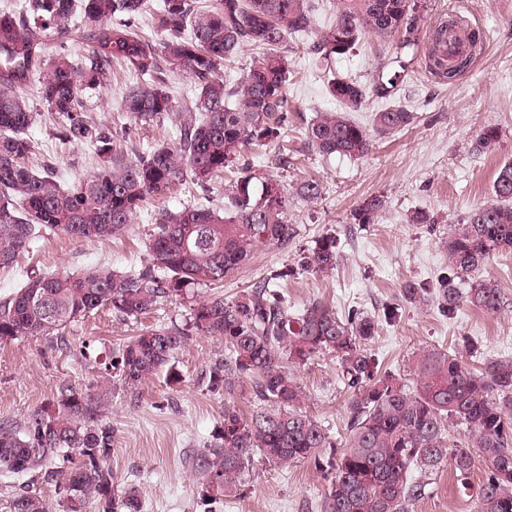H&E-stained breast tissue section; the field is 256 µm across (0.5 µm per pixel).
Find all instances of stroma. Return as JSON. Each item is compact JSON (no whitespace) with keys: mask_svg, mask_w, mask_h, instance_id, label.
Here are the masks:
<instances>
[{"mask_svg":"<svg viewBox=\"0 0 512 512\" xmlns=\"http://www.w3.org/2000/svg\"><path fill=\"white\" fill-rule=\"evenodd\" d=\"M463 17L484 35L481 52L455 82L447 83L428 67L420 47H401L398 39L368 36L354 50L332 62L318 59L308 39L289 40L290 74L287 85L288 126L283 147L287 166L275 163L277 147L253 146L244 158L264 175L277 179L288 193V221L295 237L285 247L262 246L246 266L223 284L200 287L199 298L234 300L255 282L277 275L276 287L291 308L319 300L339 316L355 313L379 319L369 343L384 371L401 375L413 352L436 348L456 353L460 337L471 336L487 356H512V251L490 256L481 277L495 280L501 307L489 315L461 304L454 317L435 305L404 303L406 284H434L448 272L442 247L453 225L462 223L472 207L493 199V183L500 166L512 160V0H430L429 20ZM397 77L395 95L378 97L375 87ZM351 78L370 92L352 118L370 126L375 112L403 106L412 123L388 138L374 139L361 159L322 157L307 144L306 129L316 113L338 109L327 92L332 78ZM175 107L159 118L131 122L120 110L126 89L147 85L145 77L116 69L107 84L85 98V112L116 137V149L132 161L152 147L175 142L180 124L190 119L188 104L195 88L188 75H169ZM37 118L28 131L34 171L55 170L70 187L97 167L89 145L65 144L54 135L56 118L40 100L38 82L24 90ZM498 128L494 151L481 153L474 144L480 130ZM226 169L209 191L189 183L173 185L149 197L122 236L105 240H75L46 235L34 250L21 253L12 269L0 270V298L18 288L30 273L77 274L105 265L134 271L151 260L148 249L159 210L176 211L191 203L214 209L224 206V186L236 179ZM315 177L323 184L314 202L301 198L297 186ZM383 197V210L369 224L354 220L364 200ZM426 212L427 224L411 223ZM334 236L338 258L334 270L316 274L301 270L299 259L317 239ZM399 305V316L381 319L388 305ZM190 300H176L161 309L128 319L99 309L69 325L60 340L42 337L0 343V422H22L34 408L52 402L60 385L83 390L102 381L116 352L140 329L172 321L186 323ZM222 337L195 335L175 356L173 371H160L133 388L112 393L108 415L112 451L108 459L120 486L138 489L142 512H200V485L191 459L207 447L224 419L225 406L251 413L256 401L252 382L243 378L231 392H212L206 377L210 366L223 358ZM304 392V408L344 439L352 395L340 379L334 355L323 354L295 368ZM329 485L326 472L302 461L283 469L255 457L240 495L220 501L213 512H320ZM34 488L48 503L58 500L54 482L33 475L0 473V512H10L13 497ZM410 512H468L451 471L432 475L424 498Z\"/></svg>","mask_w":512,"mask_h":512,"instance_id":"35a3bbf8","label":"stroma"}]
</instances>
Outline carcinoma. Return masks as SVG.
<instances>
[{"label":"carcinoma","mask_w":512,"mask_h":512,"mask_svg":"<svg viewBox=\"0 0 512 512\" xmlns=\"http://www.w3.org/2000/svg\"><path fill=\"white\" fill-rule=\"evenodd\" d=\"M426 2L336 0L335 19L319 27L311 0H213L202 8L193 0H163L152 11L158 43L134 30L135 19L149 11L148 0H27L20 11L1 9L0 269L13 268L18 254L33 249L47 231L89 241L112 238L132 223L146 197L187 180L207 190L211 178L237 165L247 147L283 137L289 38L314 36L312 51L321 59L349 54L367 35L417 46ZM78 17L92 43L88 54L44 59L43 37L68 34ZM463 37L468 49L446 62L428 49L429 66L440 78L452 81L471 64L480 33L469 30ZM247 45L259 55L230 89L221 69ZM117 63L151 80L122 96L121 110L135 121L173 110L166 73L188 75L196 89L198 118L181 126L178 141L129 162L117 157L112 133L90 122L83 109V97L107 84ZM37 76L41 100L58 118L57 138L90 145L102 162L69 188L52 172L22 163L35 122L22 89ZM328 93L342 109L318 113L307 129L308 144L322 155L363 158L373 135H391L412 121L411 113L393 106L374 113L367 128L349 117L365 102V86L338 78ZM498 141V129L486 127L476 148L489 150ZM297 193L314 202L322 183L305 181ZM494 195L497 202L472 209L448 233V276L436 288L407 284V302H432L447 314L462 303L487 314L499 311L500 288L477 273L491 255L512 248V161L500 167ZM226 197L222 215L199 203L158 212L149 243L152 262L137 272L95 266L79 274L26 276L0 299V342L52 338L99 308L136 317L186 295L191 285L224 282L256 247L284 246L294 237L283 187L253 167L241 168ZM384 204L376 196L368 199L355 219L370 223ZM336 260V238L325 236L302 255L300 267L322 273ZM376 326L368 315L343 319L320 301L294 311L264 280L231 302H196L185 324L142 331L123 343L111 368L132 388L171 366L192 335L224 337L228 353L211 367L209 388L226 391L248 378L258 408L245 416L224 407L214 441L192 459L203 504L237 497L260 455L284 468L307 459L330 470L322 512H409L426 494L427 478L445 466L466 492L476 452L484 478L470 512H512V357H487L477 341L463 337L459 353L422 349L411 356L407 377H395L380 371L369 352ZM326 352L336 356L342 381L353 389L349 440L340 451L328 428L301 409L302 390L288 368ZM465 354L480 367H469ZM111 404L109 380L87 391L63 386L56 401L23 422L0 423V472L35 473L56 482L60 512H87L93 505L97 512H141L138 491L119 488L106 465ZM455 428L467 446H447ZM10 509L52 512L34 490L17 494Z\"/></svg>","instance_id":"obj_1"}]
</instances>
